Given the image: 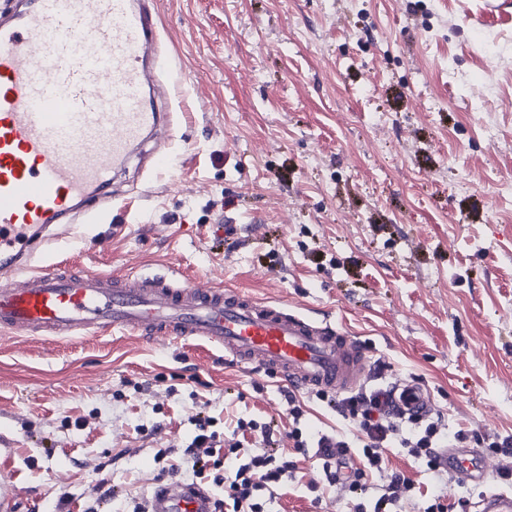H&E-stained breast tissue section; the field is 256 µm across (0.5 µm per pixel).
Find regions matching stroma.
<instances>
[{
	"instance_id": "35a3bbf8",
	"label": "stroma",
	"mask_w": 512,
	"mask_h": 512,
	"mask_svg": "<svg viewBox=\"0 0 512 512\" xmlns=\"http://www.w3.org/2000/svg\"><path fill=\"white\" fill-rule=\"evenodd\" d=\"M480 0H154L166 58L152 73L167 136L115 180L98 224L59 228L43 262L179 275L345 321L376 384L426 385L448 434L468 447L512 438V26L471 29ZM498 92L496 112L482 98ZM171 157L150 167L155 153ZM282 382L225 361L203 341L131 334L26 339L0 332V448L18 506L104 512L151 495L160 448L185 445L206 411L216 431L274 422L279 448L301 425L357 445L355 423L302 392L293 420ZM400 471L441 495L485 488L431 473L406 449ZM297 461L275 512H354Z\"/></svg>"
}]
</instances>
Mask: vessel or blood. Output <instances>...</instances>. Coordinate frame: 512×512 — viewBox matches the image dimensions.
I'll use <instances>...</instances> for the list:
<instances>
[{"label":"vessel or blood","mask_w":512,"mask_h":512,"mask_svg":"<svg viewBox=\"0 0 512 512\" xmlns=\"http://www.w3.org/2000/svg\"><path fill=\"white\" fill-rule=\"evenodd\" d=\"M480 16L512 23V0H484ZM155 55L149 0H33L0 23V330L28 338L101 335L120 328L146 340L205 341L225 356L274 373L290 387L343 393L368 375V349L342 324L231 288L175 277H115L39 266L48 231L77 217L96 222L134 148L168 128L145 96V62ZM400 410H434L418 381L395 382ZM461 480L489 483L478 448L443 453ZM150 512H214L198 485L159 484ZM474 512H512V491L493 490Z\"/></svg>","instance_id":"b4317fda"}]
</instances>
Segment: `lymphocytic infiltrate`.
<instances>
[{"mask_svg": "<svg viewBox=\"0 0 512 512\" xmlns=\"http://www.w3.org/2000/svg\"><path fill=\"white\" fill-rule=\"evenodd\" d=\"M333 407L351 418L359 432V447L351 449L344 441H331L328 436H308L293 428L290 437L297 453L315 452L321 462L328 485L348 486L357 495H368L364 479L367 474L386 468V452L404 430L398 416L390 409V392L384 387L369 386L336 397ZM195 431L180 454L190 463L196 478L219 487L216 512H271L279 491L287 488L297 465L291 456L276 448L270 424L237 418L223 431H214V417L198 412L193 419ZM261 431L263 444L252 448L244 444L243 434ZM405 441L408 453L437 470L435 454L443 440L438 421L431 420L409 430ZM359 454L361 464L352 467L351 454ZM414 489L404 474H389L381 494L369 496V502L357 503L356 512H400L402 501Z\"/></svg>", "mask_w": 512, "mask_h": 512, "instance_id": "1", "label": "lymphocytic infiltrate"}]
</instances>
